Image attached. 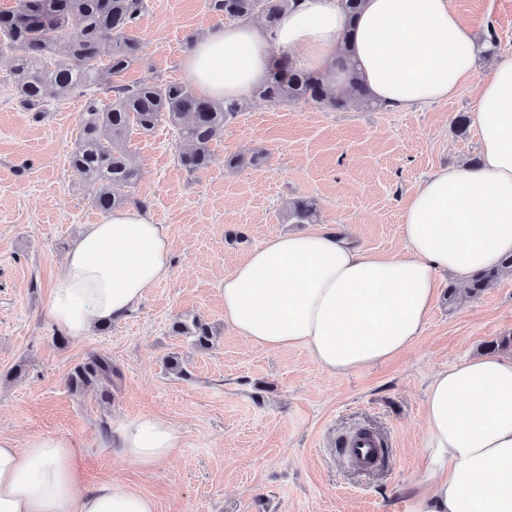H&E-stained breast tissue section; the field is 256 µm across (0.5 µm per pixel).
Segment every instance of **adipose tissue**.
Returning <instances> with one entry per match:
<instances>
[{
    "mask_svg": "<svg viewBox=\"0 0 512 512\" xmlns=\"http://www.w3.org/2000/svg\"><path fill=\"white\" fill-rule=\"evenodd\" d=\"M349 45H342L343 34ZM483 47L450 0H298L272 29L236 23L195 41L185 79L216 100L245 96L278 54L336 91L357 77L393 110L443 102L476 79ZM476 163L432 171L401 216L405 253L352 244L343 226L280 233L225 275L224 318L256 346L304 347L329 374L391 359L422 335L443 274L468 283L512 256V54L481 79ZM170 271L164 225L141 207L81 227L48 291L53 322L75 338L123 319ZM430 468L414 512H512V357L483 354L437 372L424 401ZM181 436L165 418L127 421L118 454L136 469L168 461ZM0 512H156L147 495L84 485L70 442L0 439Z\"/></svg>",
    "mask_w": 512,
    "mask_h": 512,
    "instance_id": "ef3b65f1",
    "label": "adipose tissue"
}]
</instances>
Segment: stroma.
Returning a JSON list of instances; mask_svg holds the SVG:
<instances>
[{
	"label": "stroma",
	"instance_id": "stroma-1",
	"mask_svg": "<svg viewBox=\"0 0 512 512\" xmlns=\"http://www.w3.org/2000/svg\"><path fill=\"white\" fill-rule=\"evenodd\" d=\"M476 38L495 30L512 53V0H451ZM222 17L208 0H148L139 59L121 77L132 84L181 81L193 42ZM478 86L449 101L398 112L359 100L343 111L312 104L247 109L213 141L208 169L176 161L174 130L157 126L126 143L138 165L128 194L145 201L168 230L169 275L125 319L74 338L47 308L49 286L83 224L101 213L95 185L69 166L85 98L52 100L49 112L23 108L0 80V438L70 441L86 486L103 482L151 497L157 512H414L428 466L423 406L435 373L492 352L512 337V276L478 297L445 278L430 318L403 355L330 376L300 347L268 350L236 335L224 318V277L254 248L291 231L288 200L315 198L322 224L348 227L366 250L405 249L401 214L436 168L478 158L472 113ZM264 153L260 166L228 168L225 157ZM201 319L210 349L173 334ZM112 358L111 388L72 391L67 378L90 353ZM178 357L185 369L167 368ZM142 413L166 417L182 436L170 460L127 466L112 448L120 427ZM367 429L380 439L372 471L353 466L344 441Z\"/></svg>",
	"mask_w": 512,
	"mask_h": 512
}]
</instances>
